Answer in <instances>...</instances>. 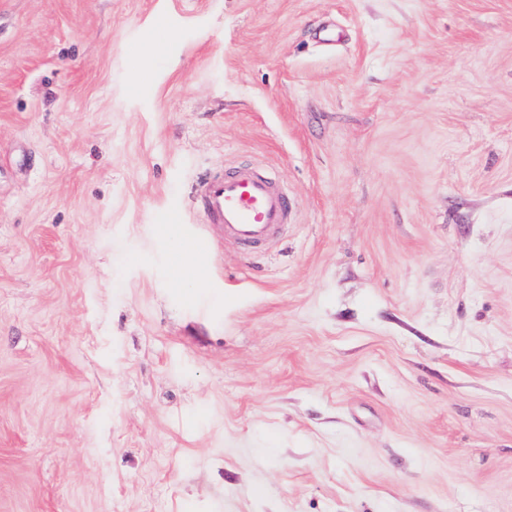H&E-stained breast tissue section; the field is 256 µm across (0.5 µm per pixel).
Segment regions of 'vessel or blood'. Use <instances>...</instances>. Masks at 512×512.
Wrapping results in <instances>:
<instances>
[{
  "mask_svg": "<svg viewBox=\"0 0 512 512\" xmlns=\"http://www.w3.org/2000/svg\"><path fill=\"white\" fill-rule=\"evenodd\" d=\"M193 197L204 223L219 225L225 240L246 253L272 241L290 218V204L265 174L248 166L200 175Z\"/></svg>",
  "mask_w": 512,
  "mask_h": 512,
  "instance_id": "1",
  "label": "vessel or blood"
}]
</instances>
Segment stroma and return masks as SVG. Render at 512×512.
I'll use <instances>...</instances> for the list:
<instances>
[{"label":"stroma","instance_id":"stroma-1","mask_svg":"<svg viewBox=\"0 0 512 512\" xmlns=\"http://www.w3.org/2000/svg\"><path fill=\"white\" fill-rule=\"evenodd\" d=\"M0 512H512V0H0ZM193 197L205 224H220L224 240L251 253L272 241L290 218V204L265 174L248 166L225 167L223 174H202ZM174 248L180 259L178 268L179 279L182 281L192 280L196 276L197 252L178 241L175 243Z\"/></svg>","mask_w":512,"mask_h":512}]
</instances>
